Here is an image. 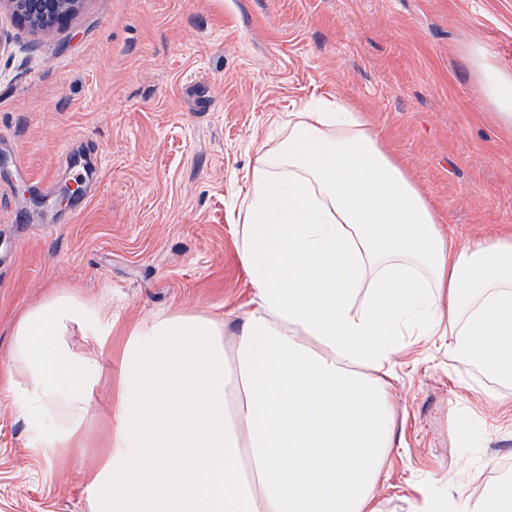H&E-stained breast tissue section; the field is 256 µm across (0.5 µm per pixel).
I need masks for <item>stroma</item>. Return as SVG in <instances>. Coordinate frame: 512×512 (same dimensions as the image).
<instances>
[{
  "label": "stroma",
  "mask_w": 512,
  "mask_h": 512,
  "mask_svg": "<svg viewBox=\"0 0 512 512\" xmlns=\"http://www.w3.org/2000/svg\"><path fill=\"white\" fill-rule=\"evenodd\" d=\"M0 512H88L122 337L102 367L64 464L36 454L8 393L18 319L65 288L127 325L174 309L224 312L248 293L230 211L255 147L279 114L332 97L365 112L456 242L512 226V126L486 101L469 55L512 71V0H83L41 34L0 5ZM82 193L59 203L72 173ZM78 219H71V212ZM403 411L383 512H408L411 484L456 477L491 491L512 466V416L439 343L401 356ZM482 423L462 446L466 407Z\"/></svg>",
  "instance_id": "stroma-1"
}]
</instances>
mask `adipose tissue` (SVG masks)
Masks as SVG:
<instances>
[{
  "mask_svg": "<svg viewBox=\"0 0 512 512\" xmlns=\"http://www.w3.org/2000/svg\"><path fill=\"white\" fill-rule=\"evenodd\" d=\"M485 98L512 125V72L471 48ZM233 211L249 284L231 312L168 311L133 324L120 356L91 512H382L401 409L396 356L445 337L449 360L512 390V229L455 246L426 196L341 100L307 105L263 142ZM115 324L99 303L50 294L14 325L9 396L32 451L64 463ZM409 512H512L431 480Z\"/></svg>",
  "mask_w": 512,
  "mask_h": 512,
  "instance_id": "ef3b65f1",
  "label": "adipose tissue"
}]
</instances>
